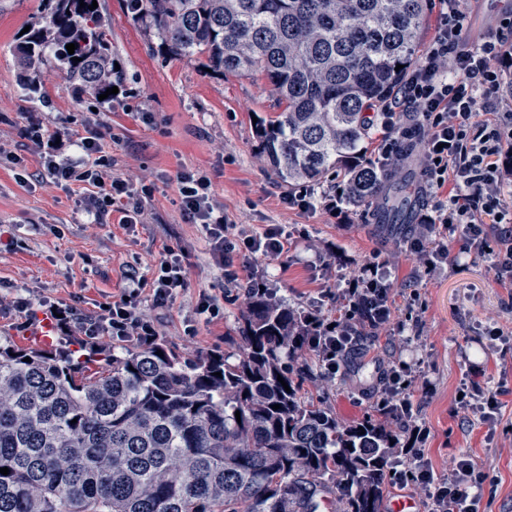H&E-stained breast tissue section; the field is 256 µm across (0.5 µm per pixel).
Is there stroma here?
<instances>
[{"mask_svg": "<svg viewBox=\"0 0 512 512\" xmlns=\"http://www.w3.org/2000/svg\"><path fill=\"white\" fill-rule=\"evenodd\" d=\"M109 18L112 55L127 82L111 104L93 107L74 95L54 66L42 73L48 106L24 99L14 47L19 33L42 11V0H0V336L24 341V327L11 308L18 297L47 296L76 304L84 312L119 300L128 277L151 278L165 249L181 254L187 287L165 306L141 294L140 309L155 320L161 340L177 350L201 355L237 348L241 289L228 286L209 255L200 227L185 223L176 203V176L206 175L211 192L224 206L233 229L261 233L275 227L288 233V251L256 255L234 268L272 284L282 303L307 308L322 298L321 311L334 313L332 297L362 265L387 261L392 330L370 336L366 350L345 375L327 380L310 353L296 359L306 371L304 391L322 396L342 422L353 424L373 414L366 387L389 366H410L417 380L404 392L417 425L427 431L421 459L434 481L448 477L452 459L466 457L490 469L494 482L480 489L481 512H512V284L500 281L497 245L461 251V239L448 237L449 260L426 271L411 250L405 224L374 223L367 208L344 203L341 213L288 207L292 190L266 167L255 129L275 115L266 81L248 75L217 76L194 61L163 58L154 41L128 11L126 0H101ZM97 115L104 147L114 159L113 176L137 184L154 182L156 191L135 228L120 224L118 212L95 217L82 200V184H59L46 175L25 134L28 124L45 130H82ZM31 184L15 180L20 168ZM334 256L322 266L315 246ZM216 299L220 315L207 322L195 313L200 295ZM194 326L195 335L185 333ZM502 339H491L492 329ZM481 370V383L498 393L490 419L460 409L457 391Z\"/></svg>", "mask_w": 512, "mask_h": 512, "instance_id": "stroma-1", "label": "stroma"}]
</instances>
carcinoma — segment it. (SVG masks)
Returning <instances> with one entry per match:
<instances>
[{"mask_svg": "<svg viewBox=\"0 0 512 512\" xmlns=\"http://www.w3.org/2000/svg\"><path fill=\"white\" fill-rule=\"evenodd\" d=\"M138 2L158 53L272 87L279 112L257 138L282 182L340 177L349 201L379 206L390 224L409 219L399 174L367 162L361 143L368 106L393 95L419 57L431 0ZM42 3L15 45L27 98L52 62L91 102L111 103L98 96L126 74L101 8ZM246 296L233 363L157 340L121 354L83 342L81 361L0 338V512H383L401 453L394 408L345 424L303 399L292 364L301 312L256 288Z\"/></svg>", "mask_w": 512, "mask_h": 512, "instance_id": "cac0c4a2", "label": "carcinoma"}]
</instances>
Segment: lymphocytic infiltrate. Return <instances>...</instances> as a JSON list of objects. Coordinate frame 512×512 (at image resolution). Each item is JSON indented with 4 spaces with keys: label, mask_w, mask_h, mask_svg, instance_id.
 Segmentation results:
<instances>
[{
    "label": "lymphocytic infiltrate",
    "mask_w": 512,
    "mask_h": 512,
    "mask_svg": "<svg viewBox=\"0 0 512 512\" xmlns=\"http://www.w3.org/2000/svg\"><path fill=\"white\" fill-rule=\"evenodd\" d=\"M461 2L431 0L437 12L435 34L400 90L374 109L371 124L379 135L371 160L384 167L408 158L412 144H420L423 212L413 229V245L440 236L449 227L472 246L482 225L495 224L499 227L496 265L510 273L512 211L504 208L503 189L512 179V166L505 160L506 146L512 143V110H500L499 102L505 92V46L512 44V11L480 43L471 44L466 40L468 21ZM27 135L51 178L90 187L89 209L99 215L114 210L122 223H142L154 187L144 184L135 189L113 176L112 157L97 123H89L81 133L32 126ZM176 191L184 221L200 226L211 258L223 267L228 284L242 283L238 271L227 266L229 254L249 260L287 251L278 231L230 233L224 207L212 195L206 176L180 173ZM185 286L182 261L169 251L161 257L152 281L128 278L119 300L102 304L96 313L55 303V325L62 333L93 339H153L157 336L153 321L136 310L135 300L147 289L159 307ZM336 302L335 318H325L315 307L304 313L305 347L319 358L328 378L347 371L349 355L363 353L361 323L375 331L389 323L388 285L379 264L363 265L339 290ZM490 477V471L476 468L470 459H459L447 481L432 493L430 512H479L475 489Z\"/></svg>",
    "instance_id": "lymphocytic-infiltrate-1"
}]
</instances>
